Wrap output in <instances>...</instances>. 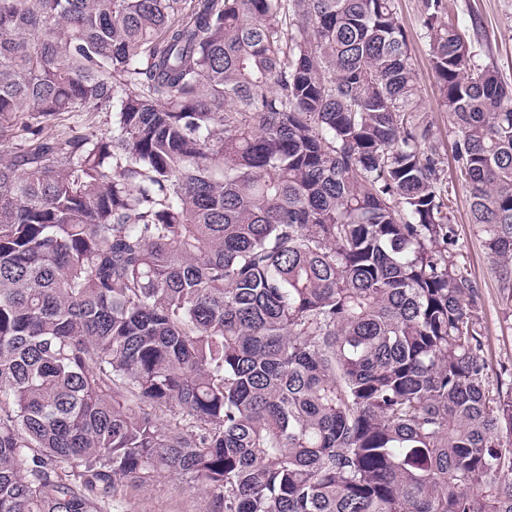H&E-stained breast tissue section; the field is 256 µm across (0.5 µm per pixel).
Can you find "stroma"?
Masks as SVG:
<instances>
[{"instance_id":"1","label":"stroma","mask_w":512,"mask_h":512,"mask_svg":"<svg viewBox=\"0 0 512 512\" xmlns=\"http://www.w3.org/2000/svg\"><path fill=\"white\" fill-rule=\"evenodd\" d=\"M399 17L409 34V56L419 86V104L432 125L433 145L443 159V185L455 215L462 249L456 257L481 289L485 352L494 370H512V330L503 322L502 291L496 265L487 255L469 217V196L453 159L455 134L440 104L429 47L423 35L419 0H397ZM453 14L471 40L480 44L481 61L512 84V0H454ZM123 512H213L209 493L189 477L160 474L147 486L121 491Z\"/></svg>"}]
</instances>
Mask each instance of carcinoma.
<instances>
[{"label": "carcinoma", "instance_id": "1", "mask_svg": "<svg viewBox=\"0 0 512 512\" xmlns=\"http://www.w3.org/2000/svg\"><path fill=\"white\" fill-rule=\"evenodd\" d=\"M420 11L509 306L512 86ZM408 45L394 0H0V512H512ZM124 512H214L209 493L187 476L160 474L145 487L128 486L120 493Z\"/></svg>", "mask_w": 512, "mask_h": 512}]
</instances>
